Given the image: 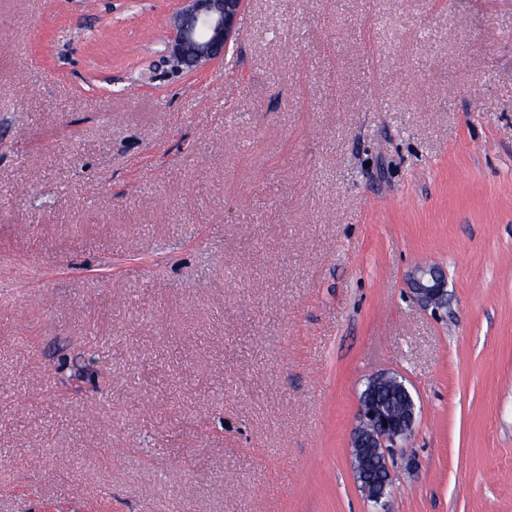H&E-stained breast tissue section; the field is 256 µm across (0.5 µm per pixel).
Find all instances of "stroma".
Returning <instances> with one entry per match:
<instances>
[{
    "mask_svg": "<svg viewBox=\"0 0 512 512\" xmlns=\"http://www.w3.org/2000/svg\"><path fill=\"white\" fill-rule=\"evenodd\" d=\"M173 8L0 0V512H512V0ZM162 52L170 76L197 71L224 56L243 0H177ZM410 284L424 306L441 308L445 305V277L438 266L418 267L410 275ZM390 378H396L395 383L404 391L405 413L397 422L389 407L370 402L365 394L360 396L358 425L354 428L351 438L354 456H356V451L361 458H365L368 452L381 450L386 458L388 448H401V444L413 432L416 420V404L404 381H399L397 377L380 376L368 383L370 388L367 392L386 385ZM395 383L386 385L385 393L380 394L381 399L387 398V393L395 387ZM383 422H386L387 426H383Z\"/></svg>",
    "mask_w": 512,
    "mask_h": 512,
    "instance_id": "obj_1",
    "label": "stroma"
}]
</instances>
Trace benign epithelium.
<instances>
[{
  "label": "benign epithelium",
  "instance_id": "obj_1",
  "mask_svg": "<svg viewBox=\"0 0 512 512\" xmlns=\"http://www.w3.org/2000/svg\"><path fill=\"white\" fill-rule=\"evenodd\" d=\"M170 18V35L162 52L171 76L197 71L224 56L238 23L243 0H177ZM410 284L425 306L441 308L446 303L445 277L435 265L422 266L410 275ZM396 384L405 394V413L399 419L384 405L370 402L362 395L358 403V425L351 438L352 450L360 457L372 451L387 452L399 448L412 434L416 404L402 381Z\"/></svg>",
  "mask_w": 512,
  "mask_h": 512
}]
</instances>
